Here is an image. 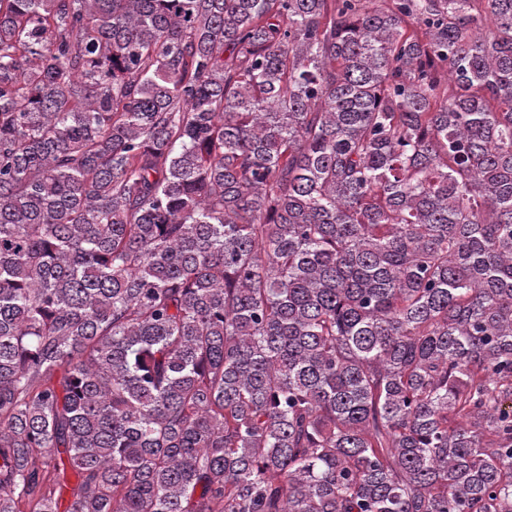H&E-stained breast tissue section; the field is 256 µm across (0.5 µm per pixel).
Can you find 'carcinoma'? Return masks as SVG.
Here are the masks:
<instances>
[{
	"instance_id": "obj_1",
	"label": "carcinoma",
	"mask_w": 512,
	"mask_h": 512,
	"mask_svg": "<svg viewBox=\"0 0 512 512\" xmlns=\"http://www.w3.org/2000/svg\"><path fill=\"white\" fill-rule=\"evenodd\" d=\"M0 512H512V0H0Z\"/></svg>"
}]
</instances>
